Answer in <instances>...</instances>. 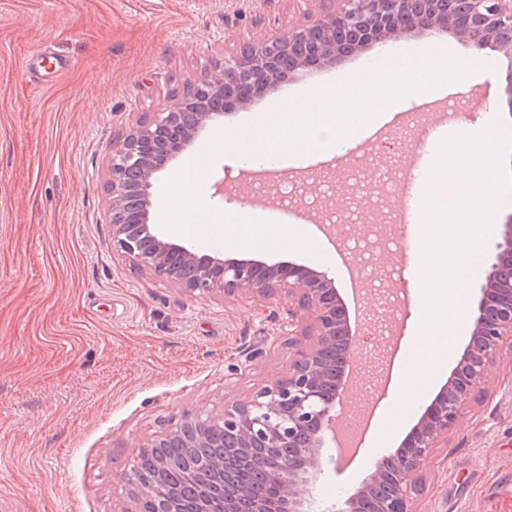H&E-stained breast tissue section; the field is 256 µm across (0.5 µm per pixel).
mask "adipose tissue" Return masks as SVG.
I'll return each instance as SVG.
<instances>
[{"label":"adipose tissue","instance_id":"ef3b65f1","mask_svg":"<svg viewBox=\"0 0 512 512\" xmlns=\"http://www.w3.org/2000/svg\"><path fill=\"white\" fill-rule=\"evenodd\" d=\"M205 167L206 155L200 152L187 157L172 175L173 180L185 188L184 193L172 204L182 233H202L210 243L216 245L275 244L291 250L309 247L307 226L261 224L253 212L239 208L216 214L208 205Z\"/></svg>","mask_w":512,"mask_h":512}]
</instances>
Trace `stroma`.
Here are the masks:
<instances>
[{"label": "stroma", "mask_w": 512, "mask_h": 512, "mask_svg": "<svg viewBox=\"0 0 512 512\" xmlns=\"http://www.w3.org/2000/svg\"><path fill=\"white\" fill-rule=\"evenodd\" d=\"M322 0H0V512H126L118 480L138 446L188 410L221 413L285 376L308 349L288 343L280 297L259 303L221 293L192 297L136 269L112 250L105 162L139 122L183 97L225 55L308 24ZM68 64L56 73L43 58ZM369 49L307 70L225 116L201 135L209 184L233 185L239 166L225 158V129L258 118L284 95L358 77ZM411 104L374 134L401 138L398 150L354 159L363 179L421 160L426 129L446 126L443 98ZM331 170L337 217L350 211L349 171L339 160L288 167L300 179ZM313 249L224 247L225 255L292 261L345 281L336 256L343 239L307 209ZM478 288L456 323L447 367L424 386L399 429L367 434L391 453L447 381L472 330ZM379 306L367 297L350 313L360 340L358 370L371 371ZM258 359L246 360L248 351ZM373 467L357 460L325 466L314 491L344 501ZM413 512H512V349L502 348L457 427L411 473Z\"/></svg>", "instance_id": "obj_1"}]
</instances>
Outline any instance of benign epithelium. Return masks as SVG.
Wrapping results in <instances>:
<instances>
[{
  "instance_id": "1",
  "label": "benign epithelium",
  "mask_w": 512,
  "mask_h": 512,
  "mask_svg": "<svg viewBox=\"0 0 512 512\" xmlns=\"http://www.w3.org/2000/svg\"><path fill=\"white\" fill-rule=\"evenodd\" d=\"M336 6L302 27L257 46L246 44L203 73L190 86L189 98L176 102L150 121L133 127L107 157L112 248L190 296L222 292L260 299L278 295L287 305L288 326L312 320L314 340L288 374L234 399L211 415L188 410L179 422L144 441L147 451L176 442L182 448H284L289 461L268 475L265 486H234L208 497L196 512H362V503L383 467L342 503L326 506L314 496L313 482L334 460L332 434L339 411L326 380L339 367L327 355L352 335L343 317L335 278L324 270L296 263L268 264L252 258L201 253L163 237L150 223L156 176L174 159L196 150L201 133L223 122L214 101L246 108L276 91L302 71L342 61L402 38L437 30L466 41L479 53L507 61L503 103L512 112V0H332ZM512 338V215L495 245L481 297L472 313L470 341L432 402L392 454L397 464L393 493L378 512H412L407 476L428 453L448 440L462 409L484 383L505 338ZM166 460L157 462L152 481L133 473L122 476L132 509L168 512Z\"/></svg>"
}]
</instances>
